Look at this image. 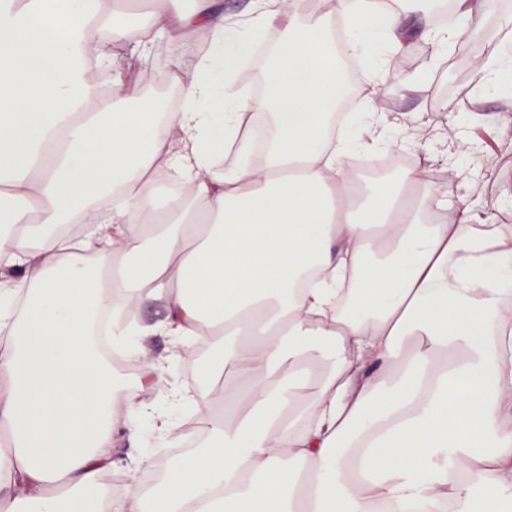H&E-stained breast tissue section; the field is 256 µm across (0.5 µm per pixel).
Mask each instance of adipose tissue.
Here are the masks:
<instances>
[{
  "mask_svg": "<svg viewBox=\"0 0 512 512\" xmlns=\"http://www.w3.org/2000/svg\"><path fill=\"white\" fill-rule=\"evenodd\" d=\"M253 4L288 33L255 105L236 75L256 35L215 0L189 15L169 0L155 16L171 41L205 40L193 69L174 67L184 102L161 124L117 64L124 32L106 0H0V169L13 173L0 184V314L25 302L0 357V512H94L112 466V378L89 324L116 294L161 302L162 316L118 325L115 344L162 333L178 359L209 337L205 376L223 375L246 409L164 463L152 509L131 491L113 512H378L389 499L505 512L512 501V224L472 205L426 223L428 194L402 201L422 183L415 170L348 202L346 158L387 139L384 119L370 108L327 133L345 87L330 29L296 24L285 0ZM337 8L353 25L348 51L373 59L382 87L390 70L375 53L403 49L390 0ZM77 53L108 67L107 91L76 72ZM264 111L258 166L247 126ZM157 171L183 187L160 213ZM77 219L88 231L74 241L60 227ZM350 296L355 319L341 308ZM306 372L319 384L309 400L295 388ZM55 480L64 495L46 493Z\"/></svg>",
  "mask_w": 512,
  "mask_h": 512,
  "instance_id": "ef3b65f1",
  "label": "adipose tissue"
}]
</instances>
